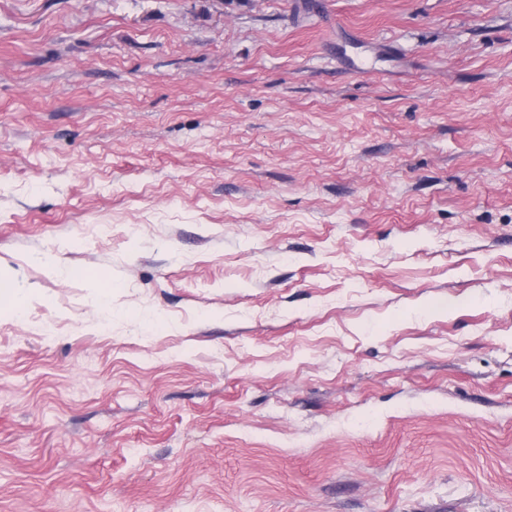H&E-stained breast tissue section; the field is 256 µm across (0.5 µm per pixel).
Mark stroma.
Segmentation results:
<instances>
[{"label":"stroma","instance_id":"35a3bbf8","mask_svg":"<svg viewBox=\"0 0 512 512\" xmlns=\"http://www.w3.org/2000/svg\"><path fill=\"white\" fill-rule=\"evenodd\" d=\"M0 278V512H512V0H0Z\"/></svg>","mask_w":512,"mask_h":512}]
</instances>
